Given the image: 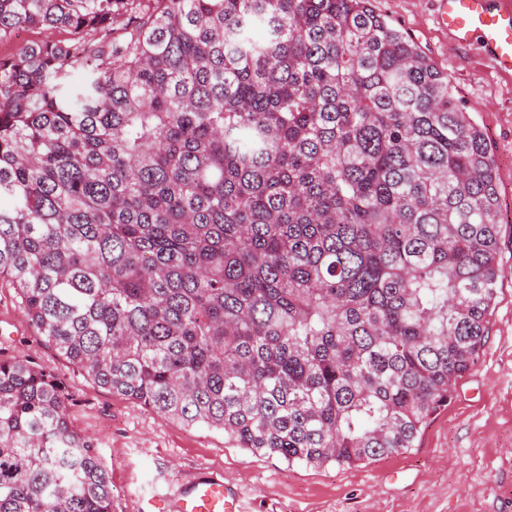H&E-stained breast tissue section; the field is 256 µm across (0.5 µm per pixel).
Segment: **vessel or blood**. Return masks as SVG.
Returning <instances> with one entry per match:
<instances>
[{
  "label": "vessel or blood",
  "instance_id": "vessel-or-blood-1",
  "mask_svg": "<svg viewBox=\"0 0 512 512\" xmlns=\"http://www.w3.org/2000/svg\"><path fill=\"white\" fill-rule=\"evenodd\" d=\"M437 14L457 45L477 44L498 73L512 75V0H436ZM158 512H243L239 493L221 472L194 474Z\"/></svg>",
  "mask_w": 512,
  "mask_h": 512
}]
</instances>
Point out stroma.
<instances>
[{
  "instance_id": "stroma-1",
  "label": "stroma",
  "mask_w": 512,
  "mask_h": 512,
  "mask_svg": "<svg viewBox=\"0 0 512 512\" xmlns=\"http://www.w3.org/2000/svg\"><path fill=\"white\" fill-rule=\"evenodd\" d=\"M371 4L447 74L491 146L503 266L480 360L413 448L356 467H290L97 386L44 344L15 286L0 278V358L33 361L68 389L72 426L112 473V512H153L157 498L201 467L221 469L243 491L245 512H512V78L495 72L476 47L452 42L435 0Z\"/></svg>"
}]
</instances>
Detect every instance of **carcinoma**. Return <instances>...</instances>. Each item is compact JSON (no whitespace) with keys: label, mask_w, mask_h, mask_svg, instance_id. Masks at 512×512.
<instances>
[{"label":"carcinoma","mask_w":512,"mask_h":512,"mask_svg":"<svg viewBox=\"0 0 512 512\" xmlns=\"http://www.w3.org/2000/svg\"><path fill=\"white\" fill-rule=\"evenodd\" d=\"M0 278L99 387L287 465L413 447L501 274L489 140L370 0H0ZM0 360V512H112ZM50 37L55 40H62L65 38V33L60 30H38L27 29L25 33L15 32L13 36L5 41L0 42V56H7L14 53L20 46L32 42L40 41Z\"/></svg>","instance_id":"carcinoma-1"}]
</instances>
